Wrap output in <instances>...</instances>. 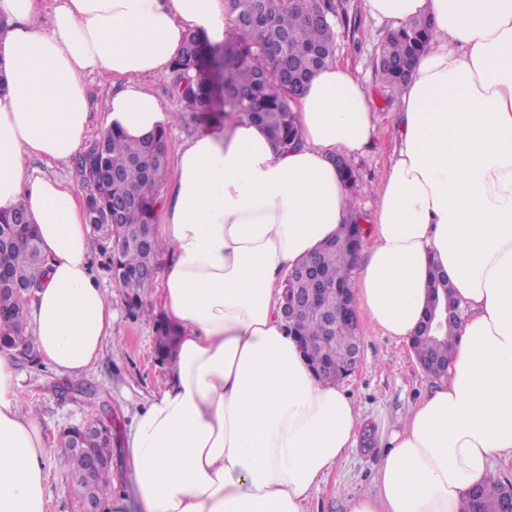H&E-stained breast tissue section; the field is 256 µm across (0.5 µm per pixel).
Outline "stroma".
<instances>
[{
	"mask_svg": "<svg viewBox=\"0 0 512 512\" xmlns=\"http://www.w3.org/2000/svg\"><path fill=\"white\" fill-rule=\"evenodd\" d=\"M349 22L337 25L336 61L364 83L376 115L377 133L372 144L353 155L361 180L351 201L356 210L370 214L377 199L392 145L399 95L389 89L376 70L375 59L387 35V26L367 13L364 0H342ZM95 277L112 298L116 319L112 336L97 364L87 374L68 377L46 363L31 366L17 362V390L23 410L35 411L48 445H55L59 431L68 425L100 419L112 430V474L119 488H126L128 458L125 441L136 411L158 393L168 380L170 367L155 359L156 323L163 313L156 288H149V311L130 315L125 291L114 282L100 251H93ZM362 361L354 374L341 381L353 400L360 425L370 431L371 448L355 446L337 460L326 478L313 489L307 512H349L351 501L372 491L379 456L390 431L410 407L432 388L428 376L413 358L407 343L383 335L368 318L360 320ZM48 512H75L77 491L67 472L54 458L46 460Z\"/></svg>",
	"mask_w": 512,
	"mask_h": 512,
	"instance_id": "1",
	"label": "stroma"
}]
</instances>
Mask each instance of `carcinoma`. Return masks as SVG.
I'll return each mask as SVG.
<instances>
[{
  "mask_svg": "<svg viewBox=\"0 0 512 512\" xmlns=\"http://www.w3.org/2000/svg\"><path fill=\"white\" fill-rule=\"evenodd\" d=\"M233 16V27L224 42L214 44L204 34L186 32L180 54L171 69V94L179 109L198 124L227 122L245 116L264 129L279 145L298 140L299 127L294 104L317 70L332 62L336 53V24L343 20L340 0H226ZM433 27L420 17L385 39L377 58L383 81L393 90L406 83L404 65L430 48ZM167 131L149 138L129 140L110 128L81 156L77 163L80 182L90 188L93 199L88 224L97 235L100 250L116 284L127 290V303L135 313L146 307L142 294L153 282H146V271H158L162 246L156 236L144 237V225L152 223L160 204V188L168 175L164 152ZM337 168L350 186L359 173L349 160L336 157ZM29 214L21 203L12 210L0 211V320L12 331L0 333V347L24 345L35 349V339L24 330V304L30 298L28 287L19 286L43 258ZM365 217L349 209L336 236L318 249L323 279L341 289L349 287L354 266L350 246L362 239ZM316 283L308 278L292 283L298 298L288 304V335L296 338L321 336L330 332L336 342L323 355L308 358L317 377L337 376L346 369L345 349L351 343L353 325L338 319L330 329L321 322L322 304L309 298ZM448 296V322L436 326L433 314ZM460 317L446 276L432 273L430 298L424 321L412 341L416 355L433 362L448 358L453 326ZM173 328L161 323L156 340L157 359L169 360ZM112 440L94 433L64 429L57 439L54 454L71 475L87 471L92 456L107 457ZM112 467L102 464L78 492L99 503L111 492ZM512 490V482L499 477L479 488L477 498L465 500L460 512H498Z\"/></svg>",
  "mask_w": 512,
  "mask_h": 512,
  "instance_id": "cac0c4a2",
  "label": "carcinoma"
}]
</instances>
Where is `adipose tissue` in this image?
Wrapping results in <instances>:
<instances>
[{"label":"adipose tissue","instance_id":"obj_1","mask_svg":"<svg viewBox=\"0 0 512 512\" xmlns=\"http://www.w3.org/2000/svg\"><path fill=\"white\" fill-rule=\"evenodd\" d=\"M434 42L403 86L395 145L353 288L384 335L411 342L433 269L463 315L447 370L389 436L374 489L349 512H460L498 456L512 457V0H365ZM0 210L24 203L45 257L27 305L39 354L78 377L112 335V301L90 265L85 191L55 175L90 134L86 78L123 79L106 125L142 139L173 121L147 87L187 30L220 42L224 0H0ZM300 143L275 146L239 119L179 144L156 235L161 303L176 332L170 379L127 435L141 512H306L351 448L359 412L319 381L279 314L285 275L335 236L350 192L332 163L376 130L361 80L332 62L310 78ZM39 167H30V160ZM0 352V512H45L46 441Z\"/></svg>","mask_w":512,"mask_h":512}]
</instances>
